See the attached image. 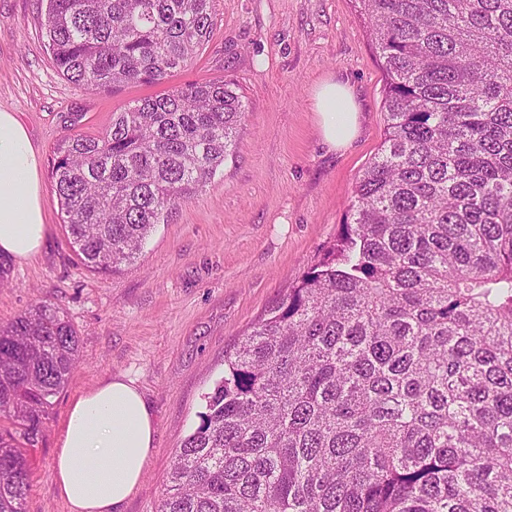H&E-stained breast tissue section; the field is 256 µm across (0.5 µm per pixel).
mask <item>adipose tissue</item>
Returning a JSON list of instances; mask_svg holds the SVG:
<instances>
[{"label": "adipose tissue", "mask_w": 512, "mask_h": 512, "mask_svg": "<svg viewBox=\"0 0 512 512\" xmlns=\"http://www.w3.org/2000/svg\"><path fill=\"white\" fill-rule=\"evenodd\" d=\"M315 111L332 148L344 149L357 138L359 105L346 85L323 81ZM46 235L40 159L24 125L0 110V255L30 259ZM153 432L152 412L133 381L113 377L78 396L54 464L56 493L68 512H118L143 480Z\"/></svg>", "instance_id": "ef3b65f1"}]
</instances>
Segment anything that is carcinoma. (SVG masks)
Returning <instances> with one entry per match:
<instances>
[{
  "instance_id": "carcinoma-1",
  "label": "carcinoma",
  "mask_w": 512,
  "mask_h": 512,
  "mask_svg": "<svg viewBox=\"0 0 512 512\" xmlns=\"http://www.w3.org/2000/svg\"><path fill=\"white\" fill-rule=\"evenodd\" d=\"M213 0H47L58 72L159 85L209 42ZM385 73L384 141L343 232L224 355L157 512H512V0H358ZM222 79L112 113L53 149L64 226L115 273L224 164ZM79 362L41 302L0 324V512Z\"/></svg>"
}]
</instances>
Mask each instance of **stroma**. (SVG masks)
<instances>
[{
  "label": "stroma",
  "mask_w": 512,
  "mask_h": 512,
  "mask_svg": "<svg viewBox=\"0 0 512 512\" xmlns=\"http://www.w3.org/2000/svg\"><path fill=\"white\" fill-rule=\"evenodd\" d=\"M44 9L42 0H0V109L16 113L41 157L48 224L38 255L4 262L0 323L57 303L79 333L80 362L32 453L25 509L67 512L53 483L67 411L86 389L121 376L143 393L155 428L144 479L121 512H157L225 351L334 243L351 190L384 140L385 74L355 0H214L209 43L168 84L81 89L45 49ZM220 77L245 107L223 166L155 226L133 263L115 274L83 265L52 187L53 146L101 133L137 99ZM329 77L348 83L361 105L359 135L340 151L321 140L313 109Z\"/></svg>",
  "instance_id": "stroma-1"
}]
</instances>
